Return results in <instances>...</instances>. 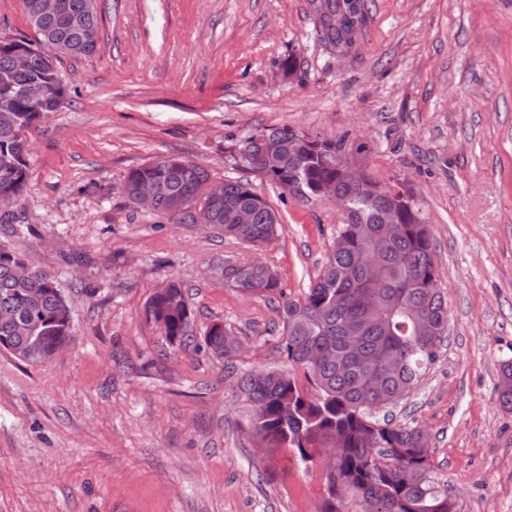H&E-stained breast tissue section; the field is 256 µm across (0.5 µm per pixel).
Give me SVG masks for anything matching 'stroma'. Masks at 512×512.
I'll list each match as a JSON object with an SVG mask.
<instances>
[{"mask_svg":"<svg viewBox=\"0 0 512 512\" xmlns=\"http://www.w3.org/2000/svg\"><path fill=\"white\" fill-rule=\"evenodd\" d=\"M363 3L340 51L312 0H97V49L58 62L67 94L30 133L0 224V245L56 274L72 316L45 363L0 350V512H319L321 458L257 447L237 388L285 365L278 299L221 274L257 258L301 298L345 220L242 166L236 140L283 127L346 139L356 167L419 202L448 333L384 414L429 433L430 477L457 512H512V412L498 396L512 359V0ZM161 155L249 182L283 234L257 252L135 207L121 185ZM171 280L195 337L221 322L241 338L233 362L171 345L148 316Z\"/></svg>","mask_w":512,"mask_h":512,"instance_id":"obj_1","label":"stroma"}]
</instances>
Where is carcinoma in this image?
<instances>
[{"label": "carcinoma", "mask_w": 512, "mask_h": 512, "mask_svg": "<svg viewBox=\"0 0 512 512\" xmlns=\"http://www.w3.org/2000/svg\"><path fill=\"white\" fill-rule=\"evenodd\" d=\"M24 2L38 35L37 51L26 68H17L13 55L23 40L0 36L1 206L13 202L25 185L27 134L66 95L56 61L62 55L92 54L98 39L95 0H61L62 13L37 22L32 9L38 0ZM357 34L355 27L321 31L324 40L343 49L353 45ZM237 146L242 164L283 192L309 203L330 186L348 206L321 273L298 300L287 296L276 271L262 262L224 266V280L239 292L279 296V349L310 386L308 391L301 388L288 369L244 374L237 388L257 407L249 429L261 436L268 451L290 448L303 462L311 461L318 448L336 449L342 492H328L320 512H350L349 494L361 512H456L453 498L428 477V433L381 421L370 409L403 399L436 360L448 331L430 228L413 194L399 183L381 186L370 177H348L337 166V158L349 152L343 139L276 128L256 130ZM271 151L280 163L268 171L264 159ZM145 185L157 186L154 212L189 216L191 204L202 203L224 236L243 244L263 247L283 231L279 214L250 183L228 179L222 196L214 198L208 171L179 156H160L131 170L121 191L131 202ZM229 205L251 210L252 222L230 221ZM391 212L394 224L386 223ZM369 253L380 258L384 278L379 283L364 264ZM147 314L162 325L171 343L186 349L203 348L231 359L242 347L222 323L208 327L204 345L197 344L177 282L151 297ZM69 335L70 304L56 276L0 246V336L12 338L13 355L42 363ZM373 376L378 387L368 396L364 388Z\"/></svg>", "instance_id": "carcinoma-1"}]
</instances>
